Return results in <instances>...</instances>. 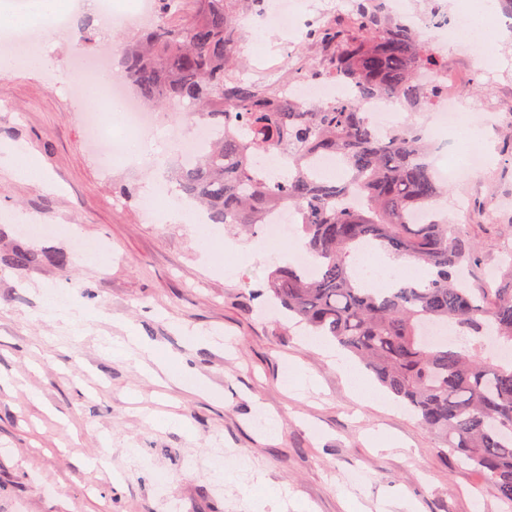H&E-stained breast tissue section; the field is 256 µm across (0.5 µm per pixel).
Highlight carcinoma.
<instances>
[{
    "label": "carcinoma",
    "mask_w": 512,
    "mask_h": 512,
    "mask_svg": "<svg viewBox=\"0 0 512 512\" xmlns=\"http://www.w3.org/2000/svg\"><path fill=\"white\" fill-rule=\"evenodd\" d=\"M194 2L182 18L181 0H157V21L121 58L125 80L146 104L186 105L191 120L218 132L174 166L179 189L215 224L248 228L266 223L272 210L293 207L315 271L275 267L269 299L333 337L512 505V359L475 354L488 334L512 348V249L494 291L476 296L462 275L474 247L435 209L442 186L426 161L422 133L411 126L380 134L362 112L374 99L423 110L419 71L448 61L413 27L391 19L385 0H354L347 25L321 35L326 72L353 83L356 97L309 108L291 100L282 82L240 75L239 17L263 13L266 0ZM273 151L288 154L277 179L258 161ZM323 156L341 161L343 179L315 176L312 161ZM425 209L429 220L411 223L410 215ZM367 244L413 261L425 278L368 285L352 262ZM426 323L453 324L462 336L451 345L433 343Z\"/></svg>",
    "instance_id": "cac0c4a2"
}]
</instances>
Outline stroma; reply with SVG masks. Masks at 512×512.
<instances>
[{"label":"stroma","mask_w":512,"mask_h":512,"mask_svg":"<svg viewBox=\"0 0 512 512\" xmlns=\"http://www.w3.org/2000/svg\"><path fill=\"white\" fill-rule=\"evenodd\" d=\"M79 24L71 12L67 36L41 43L42 69L0 72V143L25 147L52 183L0 169V214L62 228L45 238L0 223V512H512L393 397L356 402L335 357L272 312L264 288L288 256L257 248L260 227L213 225L225 245L215 266L195 225L151 220L148 198L177 195L157 137L141 143L137 165L102 167L68 90L70 64L106 44L121 53L142 26ZM483 144L495 166L451 185L468 206L448 221L476 243L465 275L485 289L512 245V207L485 217L512 200V140L492 120ZM78 237L109 260L77 254ZM18 251L35 262L9 264ZM190 332L215 341L187 348ZM128 334L161 358L185 357L202 389L160 386L113 358L107 341ZM297 368L314 388L285 389ZM373 433L400 445L375 449ZM267 486L286 489L287 502L261 500Z\"/></svg>","instance_id":"obj_1"}]
</instances>
